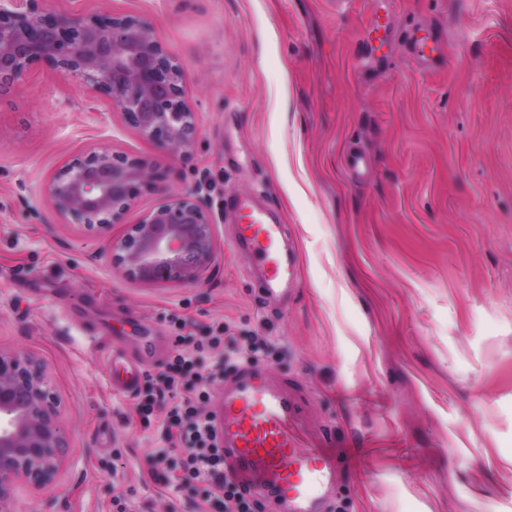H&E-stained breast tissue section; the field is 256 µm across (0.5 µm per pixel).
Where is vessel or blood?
Listing matches in <instances>:
<instances>
[{
    "label": "vessel or blood",
    "instance_id": "1",
    "mask_svg": "<svg viewBox=\"0 0 512 512\" xmlns=\"http://www.w3.org/2000/svg\"><path fill=\"white\" fill-rule=\"evenodd\" d=\"M233 206L235 245L262 274L263 299L288 296L295 268L282 259V226L251 196ZM224 467L250 492L283 502L288 512H314L333 485L335 463L323 448L308 447L292 420L288 390L261 371H243L219 401Z\"/></svg>",
    "mask_w": 512,
    "mask_h": 512
}]
</instances>
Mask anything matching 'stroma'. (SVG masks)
Wrapping results in <instances>:
<instances>
[{"label": "stroma", "mask_w": 512, "mask_h": 512, "mask_svg": "<svg viewBox=\"0 0 512 512\" xmlns=\"http://www.w3.org/2000/svg\"><path fill=\"white\" fill-rule=\"evenodd\" d=\"M149 20L198 134L174 160L99 93L52 70L0 99V350L43 363L71 446L10 512H221L166 479V442L109 358L165 370L223 324L286 383L303 439L336 451L323 512H512V0H51ZM97 145L206 179L200 283L116 272L44 188ZM278 217L298 279L260 299L234 246L241 194Z\"/></svg>", "instance_id": "1"}]
</instances>
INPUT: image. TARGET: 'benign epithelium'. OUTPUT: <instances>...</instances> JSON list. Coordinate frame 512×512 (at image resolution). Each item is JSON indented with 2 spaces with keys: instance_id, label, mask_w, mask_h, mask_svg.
<instances>
[{
  "instance_id": "obj_1",
  "label": "benign epithelium",
  "mask_w": 512,
  "mask_h": 512,
  "mask_svg": "<svg viewBox=\"0 0 512 512\" xmlns=\"http://www.w3.org/2000/svg\"><path fill=\"white\" fill-rule=\"evenodd\" d=\"M44 65L98 91L141 136L168 156L190 155L196 115L183 96L182 72L153 25L110 11L63 14L48 0H0V96ZM145 160L95 146L71 157L45 194L64 223L106 236L132 203L165 180ZM215 221L196 188L166 196L120 239H109L113 269L156 284L201 282L214 253ZM69 434L43 364L0 350V512L19 480L53 485Z\"/></svg>"
}]
</instances>
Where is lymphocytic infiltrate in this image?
I'll return each instance as SVG.
<instances>
[{
	"label": "lymphocytic infiltrate",
	"instance_id": "f902f5d3",
	"mask_svg": "<svg viewBox=\"0 0 512 512\" xmlns=\"http://www.w3.org/2000/svg\"><path fill=\"white\" fill-rule=\"evenodd\" d=\"M226 347L223 335L217 334L196 341L190 350L175 352L166 372L149 386L146 398L137 400L136 408L147 418L156 402H170L161 425L173 447L154 453L155 470L167 467L170 450H179L186 479L209 482L214 495L221 499L223 512H252L237 480L224 469V450L214 416L204 409L209 386L224 374ZM207 358L212 361V370L204 375L198 368Z\"/></svg>",
	"mask_w": 512,
	"mask_h": 512
}]
</instances>
